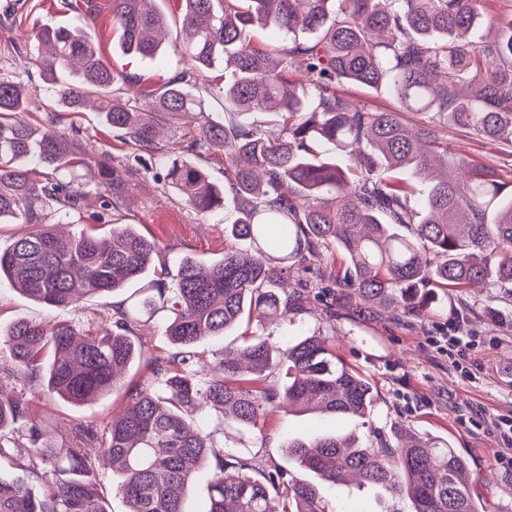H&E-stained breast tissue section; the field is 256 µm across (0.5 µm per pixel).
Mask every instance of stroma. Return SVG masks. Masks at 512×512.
<instances>
[{
	"instance_id": "35a3bbf8",
	"label": "stroma",
	"mask_w": 512,
	"mask_h": 512,
	"mask_svg": "<svg viewBox=\"0 0 512 512\" xmlns=\"http://www.w3.org/2000/svg\"><path fill=\"white\" fill-rule=\"evenodd\" d=\"M97 11L87 14L83 0H0V78L24 84L32 91L25 118L39 126L59 121L75 126L92 147L95 157L122 166L132 147L108 128L99 113L50 112L54 103L52 84L36 62L34 34L44 24L78 26L99 49L114 72L140 77L143 85L159 87L183 67L172 51L181 40V21L175 16L177 0H157L167 20L166 49L156 59L124 55L119 35L112 28L111 0H95ZM89 196L79 213H71L76 228H94L107 233L112 225L131 224L156 242L154 272L148 280L173 285L181 257H194L203 267L217 264L224 255V227L233 223V206L202 214L188 207L155 171L141 173L128 190L126 207L111 216L100 213L94 183L85 186ZM336 255L323 252L307 267L294 271L290 291L303 292L305 312L292 320L258 326L245 322L222 336L204 339L196 349L193 367L203 371L219 358L224 347L242 345L246 336L262 334L270 343L297 340L324 328L333 333L337 354L350 366L369 376L374 385L375 411L370 418L336 420L318 414L272 416L262 431L228 422L217 441L225 451L242 457H259L268 468L287 471L290 479L306 480L310 474L291 464L284 452L287 437L312 434H352L362 443L378 441L391 428L405 423L421 436L447 438L451 448L471 461V485L485 512H512V471L504 470L501 458L512 457V440L500 432L502 418L512 417V293L470 289L440 297L433 317L420 320L393 317L368 305L332 307L336 291ZM130 296L129 291L81 299L68 308L50 309L25 297L9 285L0 286V329H8L20 318L57 324L66 323L84 331L111 322L115 310ZM500 310L503 320L488 321L485 305ZM456 324L460 335L474 337L477 349L469 371L459 370L446 350L431 338L448 324ZM7 357H0V388L20 392L28 401L30 415L53 446L69 442L70 428L77 422L104 427L126 403L123 391L80 404L61 398L46 399L40 382L16 381L6 370ZM355 503L360 512H412L409 499L379 498L365 487H340L329 496L331 512L341 504Z\"/></svg>"
}]
</instances>
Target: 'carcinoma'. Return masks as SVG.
<instances>
[{"label":"carcinoma","mask_w":512,"mask_h":512,"mask_svg":"<svg viewBox=\"0 0 512 512\" xmlns=\"http://www.w3.org/2000/svg\"><path fill=\"white\" fill-rule=\"evenodd\" d=\"M154 0H112V25L124 53L154 59L166 18ZM182 43L174 50L185 68L162 86L139 90L122 102L116 74L81 29L47 26L37 39L36 62L50 75L55 103L69 112L91 106L135 149L137 165L112 168L101 161L94 183L104 212L124 208L129 182L146 163L200 213L233 203L238 212L224 234L249 247H224L209 273L186 257L177 284L162 282L115 312L110 324L80 339L68 324L20 319L0 331L12 376H44V390L72 403L116 389L138 354L131 337L142 318L171 313L167 336L176 351L147 360L149 376L128 387L131 404L98 431L71 428L72 443L55 448L30 417L29 404L0 393V461L40 479L51 467L54 489L39 496L25 482L0 477V512H106L99 478L109 468L127 512H185L191 475L213 465L204 512H327L324 488L369 485L408 497L413 512H483L462 479L466 456L440 437L408 428L391 431L380 447L352 435L288 441V459L313 481H288L276 470L261 482L253 458L224 452L195 420L204 405L222 419L261 429L275 412L310 411L337 419L364 417L375 399L370 379L346 365L334 340L312 333L282 347L254 335L224 347L206 382L188 370L192 348L243 318L259 323L303 310L302 298L280 288L291 269L336 250L334 277L341 304L352 300L395 316L421 318L439 292L512 286V170L461 155L448 176L427 186L423 208L412 202L420 177L448 168V130L497 146H512V0L501 11L486 0H179ZM288 35L301 29L308 43L271 47L249 37L252 27ZM224 67V112L208 116L184 136L180 153L224 150V188L197 165L159 144L157 129L181 114L204 113L197 82ZM346 85L391 90L399 103L373 110L351 102ZM32 93L0 79V224L16 219L33 231L0 251V283L8 282L40 304L66 308L81 298L114 293L141 279L157 253L154 242L128 224L108 237L83 230L61 236L48 213L82 208L84 193L72 172L87 166L81 141L50 123L21 118ZM252 112L283 119L279 133L241 120ZM419 117L409 126L407 115ZM319 142L338 157L313 152ZM49 170L42 180L33 168ZM510 180H505V177ZM41 208L33 207V201ZM53 360L42 368V353ZM286 368L287 382L272 383Z\"/></svg>","instance_id":"carcinoma-1"}]
</instances>
